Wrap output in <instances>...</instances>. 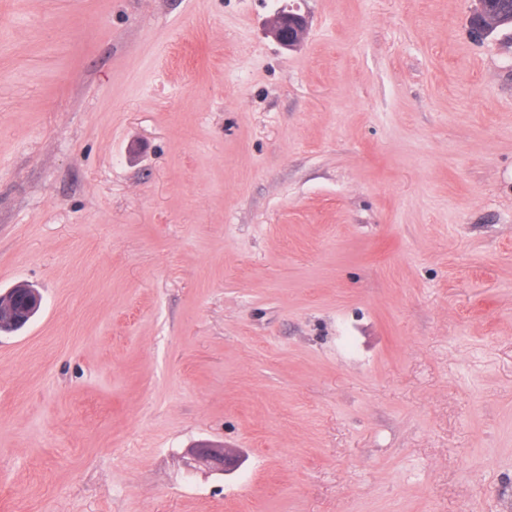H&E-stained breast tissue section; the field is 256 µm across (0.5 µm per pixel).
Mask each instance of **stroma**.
Listing matches in <instances>:
<instances>
[{"label": "stroma", "mask_w": 512, "mask_h": 512, "mask_svg": "<svg viewBox=\"0 0 512 512\" xmlns=\"http://www.w3.org/2000/svg\"><path fill=\"white\" fill-rule=\"evenodd\" d=\"M284 2L0 0V512H512V28ZM308 21L297 7H285L269 20L267 35L285 48L294 49L306 39ZM42 295L25 282L0 293V332L24 327L40 310ZM201 462L208 464L214 469L224 471V473L233 471L240 463L241 459L232 449L224 448V450H215L203 454L200 458Z\"/></svg>", "instance_id": "35a3bbf8"}]
</instances>
